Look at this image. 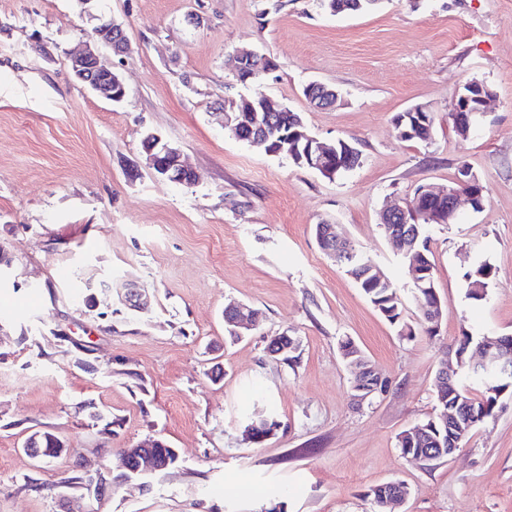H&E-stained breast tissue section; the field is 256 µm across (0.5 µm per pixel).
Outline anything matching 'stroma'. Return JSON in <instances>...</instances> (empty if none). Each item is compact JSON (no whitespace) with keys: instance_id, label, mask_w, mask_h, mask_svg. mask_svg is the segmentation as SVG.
Here are the masks:
<instances>
[{"instance_id":"1","label":"stroma","mask_w":512,"mask_h":512,"mask_svg":"<svg viewBox=\"0 0 512 512\" xmlns=\"http://www.w3.org/2000/svg\"><path fill=\"white\" fill-rule=\"evenodd\" d=\"M103 18L127 35L124 53L98 49L125 82L119 105L67 66ZM242 48L275 70L240 82L227 60ZM474 78L494 100L464 138L448 115ZM312 82L337 103L312 109ZM242 95L301 113L361 165L330 180L229 136L212 114ZM414 104L434 115L429 141L394 128ZM149 132L181 147L193 184L148 168ZM464 164L482 207L428 230L442 303L431 335L379 214ZM325 219L397 286L412 337L322 251ZM0 248V512H375L369 490L392 480L410 489L398 512H512V397L452 459L414 461L397 443L436 416L435 377L462 331L512 335V0L337 15L320 0H0ZM481 259L494 277L476 303L466 274ZM68 268L88 284L59 279ZM127 281L150 293L147 311L126 303ZM234 302L262 321L233 342ZM283 333L294 360L267 352ZM347 339L386 383L361 403ZM259 415L276 427L254 443ZM36 433L62 451L34 456ZM152 437L173 466L113 486L122 451Z\"/></svg>"}]
</instances>
